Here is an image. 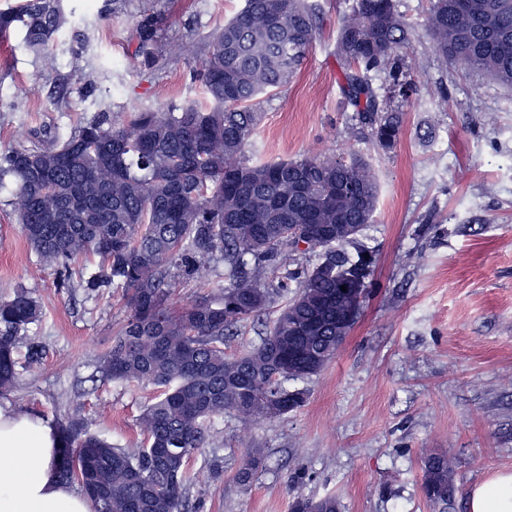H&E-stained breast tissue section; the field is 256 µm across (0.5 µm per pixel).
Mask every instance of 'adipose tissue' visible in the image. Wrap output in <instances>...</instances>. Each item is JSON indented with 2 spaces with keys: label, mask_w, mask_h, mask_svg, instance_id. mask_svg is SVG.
I'll list each match as a JSON object with an SVG mask.
<instances>
[{
  "label": "adipose tissue",
  "mask_w": 512,
  "mask_h": 512,
  "mask_svg": "<svg viewBox=\"0 0 512 512\" xmlns=\"http://www.w3.org/2000/svg\"><path fill=\"white\" fill-rule=\"evenodd\" d=\"M0 447L13 451L0 466V512H91L85 495L56 476L61 442L41 417L0 406ZM470 512H512V473L474 488Z\"/></svg>",
  "instance_id": "1"
}]
</instances>
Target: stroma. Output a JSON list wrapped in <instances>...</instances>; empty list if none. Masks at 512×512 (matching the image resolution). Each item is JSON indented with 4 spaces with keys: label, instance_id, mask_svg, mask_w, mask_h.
I'll list each match as a JSON object with an SVG mask.
<instances>
[{
    "label": "stroma",
    "instance_id": "stroma-1",
    "mask_svg": "<svg viewBox=\"0 0 512 512\" xmlns=\"http://www.w3.org/2000/svg\"><path fill=\"white\" fill-rule=\"evenodd\" d=\"M324 18L319 39L295 76L266 95L246 156L253 162L309 152L357 154L380 185L372 224L349 254L377 261L357 322L318 374L289 381L307 394L301 408L260 423L215 419L206 468L187 492V512H290L296 497H335L340 512H469V494L512 473V93L456 68L423 29L429 0H398L414 30L407 63L418 91L402 135L379 148L343 104L334 55L336 25L352 0H313ZM244 0H64L68 25L50 45L53 65L26 48L21 26L0 34V153L33 146L32 132L65 138L100 112L203 101L197 58L159 54L135 60L141 23L165 44L200 47ZM446 95L443 108L434 100ZM0 189V299L32 292L42 316L18 342V381L0 404L49 423L81 419L112 446L133 450L138 418L157 395L150 384L104 377L125 317L119 294L89 290L86 261L67 283L27 245ZM318 252L291 253L268 270L271 302L261 320L240 323L224 344L233 354L258 345L290 300L285 272L312 269ZM42 349L29 362L30 346ZM266 465L250 488L236 471L246 449ZM447 450L455 493L447 507L421 489L420 456Z\"/></svg>",
    "mask_w": 512,
    "mask_h": 512
}]
</instances>
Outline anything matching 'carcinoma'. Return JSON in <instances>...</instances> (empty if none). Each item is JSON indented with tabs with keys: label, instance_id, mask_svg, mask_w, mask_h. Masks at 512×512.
Segmentation results:
<instances>
[{
	"label": "carcinoma",
	"instance_id": "cac0c4a2",
	"mask_svg": "<svg viewBox=\"0 0 512 512\" xmlns=\"http://www.w3.org/2000/svg\"><path fill=\"white\" fill-rule=\"evenodd\" d=\"M16 22L26 47L44 53L69 18L63 0H25L0 12V33ZM318 31L309 0H244L200 48L207 104L102 112L63 142L42 131L39 145L0 153V188L12 178L11 206L39 261L64 276L79 258L96 257L87 287L122 293L126 315L102 359L105 375L159 388L141 415L145 441L135 451L58 424V478L78 484L94 512H185V492L199 478L189 460L205 448L213 420L232 413L253 422L302 407L305 393L285 382L335 357L348 335L340 315L363 303L366 288L351 290L350 275L374 258L354 261L338 246L374 220L380 186L367 163L356 155L263 163L245 156L259 96L288 83ZM425 32L452 65L512 92V0H431ZM411 37L397 0H354L337 30L344 103L385 150L399 141L400 112L416 95L403 55ZM139 38L136 57L150 67V23ZM373 73L382 76L377 87ZM301 241L307 252L322 251L321 262L259 345L226 354L236 325L267 310L263 271ZM218 258L228 274L217 294L174 300L171 270L190 277ZM39 317L22 286L0 299V396L17 380V338ZM264 465L260 450L247 449L238 484L249 487ZM421 472L427 501L447 503L448 452H427ZM291 512H338V503L298 497Z\"/></svg>",
	"mask_w": 512,
	"mask_h": 512
}]
</instances>
